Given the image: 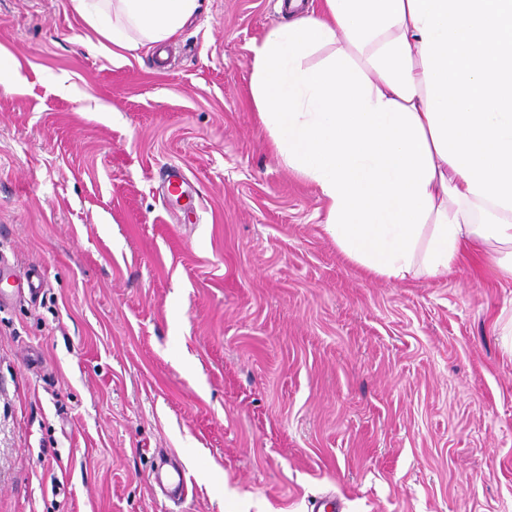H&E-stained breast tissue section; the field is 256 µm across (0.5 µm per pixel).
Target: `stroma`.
<instances>
[{
	"mask_svg": "<svg viewBox=\"0 0 512 512\" xmlns=\"http://www.w3.org/2000/svg\"><path fill=\"white\" fill-rule=\"evenodd\" d=\"M279 2L119 58L70 0H0V512H512V279L344 256L252 99Z\"/></svg>",
	"mask_w": 512,
	"mask_h": 512,
	"instance_id": "35a3bbf8",
	"label": "stroma"
}]
</instances>
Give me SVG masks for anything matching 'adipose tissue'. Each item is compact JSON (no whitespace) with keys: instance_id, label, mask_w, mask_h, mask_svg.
Returning <instances> with one entry per match:
<instances>
[{"instance_id":"obj_1","label":"adipose tissue","mask_w":512,"mask_h":512,"mask_svg":"<svg viewBox=\"0 0 512 512\" xmlns=\"http://www.w3.org/2000/svg\"><path fill=\"white\" fill-rule=\"evenodd\" d=\"M132 52L199 0H70ZM255 47L251 94L276 155L319 190L350 260L403 281L492 246L512 278V0H323ZM324 58L308 59L317 51Z\"/></svg>"}]
</instances>
